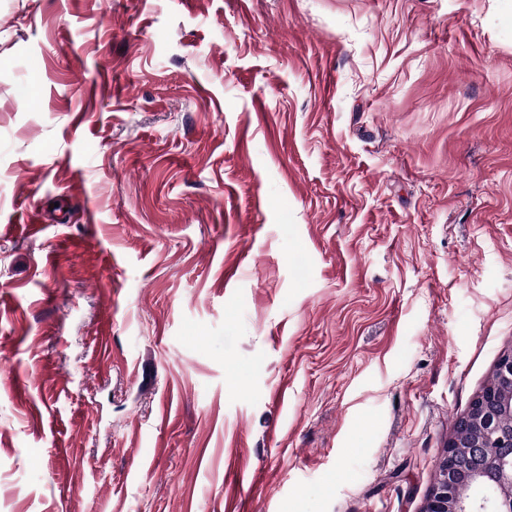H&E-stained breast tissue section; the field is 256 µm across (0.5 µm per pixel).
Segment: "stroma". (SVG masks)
<instances>
[{
    "label": "stroma",
    "mask_w": 512,
    "mask_h": 512,
    "mask_svg": "<svg viewBox=\"0 0 512 512\" xmlns=\"http://www.w3.org/2000/svg\"><path fill=\"white\" fill-rule=\"evenodd\" d=\"M511 349L512 0H0V512H423Z\"/></svg>",
    "instance_id": "stroma-1"
}]
</instances>
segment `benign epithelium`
I'll return each instance as SVG.
<instances>
[{"label":"benign epithelium","mask_w":512,"mask_h":512,"mask_svg":"<svg viewBox=\"0 0 512 512\" xmlns=\"http://www.w3.org/2000/svg\"><path fill=\"white\" fill-rule=\"evenodd\" d=\"M463 478L477 489L472 499L456 493ZM425 512H512V351L501 355L494 383L458 420Z\"/></svg>","instance_id":"obj_1"}]
</instances>
